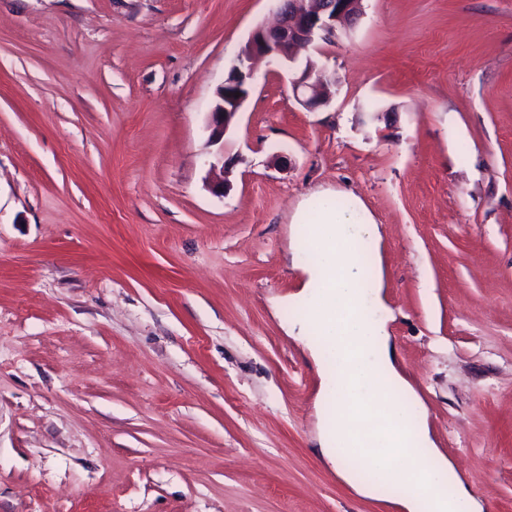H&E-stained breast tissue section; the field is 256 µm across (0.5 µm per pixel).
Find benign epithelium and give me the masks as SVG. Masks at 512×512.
Segmentation results:
<instances>
[{"label": "benign epithelium", "instance_id": "7a95c632", "mask_svg": "<svg viewBox=\"0 0 512 512\" xmlns=\"http://www.w3.org/2000/svg\"><path fill=\"white\" fill-rule=\"evenodd\" d=\"M277 22L253 30L241 56L236 77L227 78L218 92V102L209 112L210 139L220 141L249 95L250 63L257 57L274 56L296 61L299 50L319 41H330L338 27L357 20L362 0H277ZM331 79L316 71L307 61L293 79L292 88L299 102L308 109L327 104Z\"/></svg>", "mask_w": 512, "mask_h": 512}]
</instances>
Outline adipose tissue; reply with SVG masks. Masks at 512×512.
<instances>
[{
    "label": "adipose tissue",
    "mask_w": 512,
    "mask_h": 512,
    "mask_svg": "<svg viewBox=\"0 0 512 512\" xmlns=\"http://www.w3.org/2000/svg\"><path fill=\"white\" fill-rule=\"evenodd\" d=\"M380 227L362 204L339 208L328 194L302 205L293 248L314 252L296 294L302 320L292 323L318 372L332 411L319 453L359 495L400 487L405 512H482L454 466L430 440L424 402L395 364L382 297L383 269L365 266L360 247H376ZM433 486L432 495L418 492Z\"/></svg>",
    "instance_id": "obj_1"
}]
</instances>
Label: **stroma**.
Wrapping results in <instances>:
<instances>
[{
  "label": "stroma",
  "instance_id": "35a3bbf8",
  "mask_svg": "<svg viewBox=\"0 0 512 512\" xmlns=\"http://www.w3.org/2000/svg\"><path fill=\"white\" fill-rule=\"evenodd\" d=\"M275 10L0 0V512H403L312 451L288 325L320 190L382 226L396 366L484 512H512V0H362L334 41L255 60L210 144ZM309 60L333 79L314 111ZM331 79L316 71L312 61H307L300 74L293 79L292 88L299 102L307 109L327 104L331 98Z\"/></svg>",
  "mask_w": 512,
  "mask_h": 512
}]
</instances>
